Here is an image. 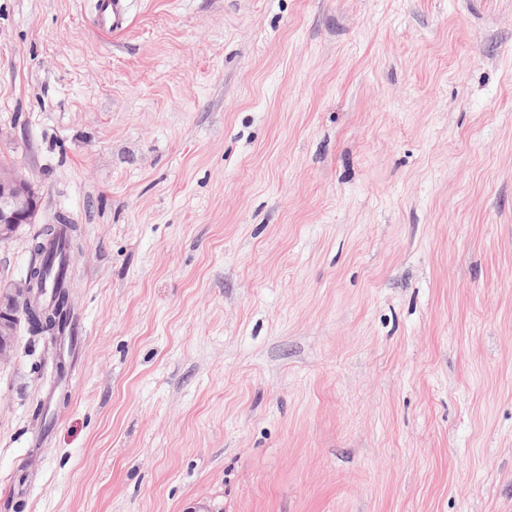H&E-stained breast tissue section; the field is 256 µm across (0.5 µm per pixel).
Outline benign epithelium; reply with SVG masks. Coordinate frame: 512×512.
Instances as JSON below:
<instances>
[{
    "label": "benign epithelium",
    "mask_w": 512,
    "mask_h": 512,
    "mask_svg": "<svg viewBox=\"0 0 512 512\" xmlns=\"http://www.w3.org/2000/svg\"><path fill=\"white\" fill-rule=\"evenodd\" d=\"M40 197L33 181L14 166L0 167V243L12 240L25 224L35 223ZM38 310V296L29 276L0 281V364L9 360L20 322L18 307Z\"/></svg>",
    "instance_id": "7a95c632"
}]
</instances>
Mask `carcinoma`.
Instances as JSON below:
<instances>
[{
    "label": "carcinoma",
    "mask_w": 512,
    "mask_h": 512,
    "mask_svg": "<svg viewBox=\"0 0 512 512\" xmlns=\"http://www.w3.org/2000/svg\"><path fill=\"white\" fill-rule=\"evenodd\" d=\"M65 235L57 224H46L33 238L32 248L38 261L28 272L35 282L37 293L47 314L28 322V330L34 336H54L63 332L67 325L69 295L65 279L71 261V235L74 225H68Z\"/></svg>",
    "instance_id": "carcinoma-1"
}]
</instances>
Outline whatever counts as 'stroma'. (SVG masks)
<instances>
[{
  "mask_svg": "<svg viewBox=\"0 0 512 512\" xmlns=\"http://www.w3.org/2000/svg\"><path fill=\"white\" fill-rule=\"evenodd\" d=\"M94 5L0 0V512H512V0ZM95 14L98 27L102 32L119 36L130 25V1L96 0ZM39 208L33 181L14 166H1L0 243L12 240L24 224L35 223ZM60 224H44L33 238L32 248L38 257L27 270L35 282L37 293L48 314H40L35 322L29 319L28 330L34 336H54L63 332L70 315L68 310V287L65 279L71 261V233L74 225L68 226L70 233L63 236ZM47 243L56 250H48ZM29 275L19 279L0 281V365L9 360L20 322L18 307L27 305L28 311L38 310V296Z\"/></svg>",
  "mask_w": 512,
  "mask_h": 512,
  "instance_id": "35a3bbf8",
  "label": "stroma"
}]
</instances>
